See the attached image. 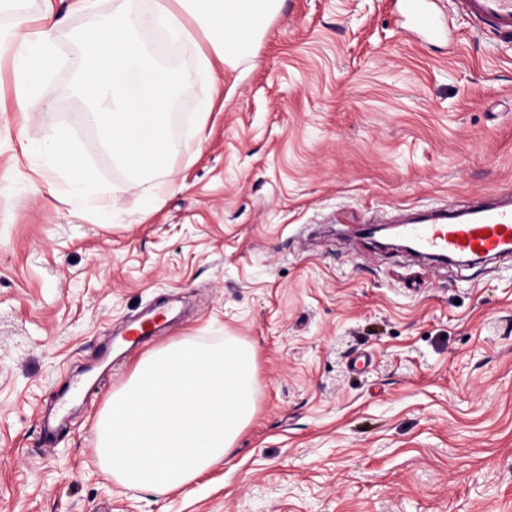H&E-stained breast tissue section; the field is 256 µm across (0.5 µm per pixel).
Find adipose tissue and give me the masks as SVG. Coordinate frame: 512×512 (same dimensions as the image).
Returning a JSON list of instances; mask_svg holds the SVG:
<instances>
[{"label":"adipose tissue","mask_w":512,"mask_h":512,"mask_svg":"<svg viewBox=\"0 0 512 512\" xmlns=\"http://www.w3.org/2000/svg\"><path fill=\"white\" fill-rule=\"evenodd\" d=\"M276 0H152L157 19L169 26L171 39L189 37L183 17L195 20L213 48L214 55L202 58L200 67L207 77H214L215 63L230 64L233 54L225 42L232 29L252 27L259 4H275ZM58 22L51 0H46L36 29H17L10 37L8 56L15 79V110L21 116L40 111L45 106L42 84L57 65L54 44Z\"/></svg>","instance_id":"ef3b65f1"}]
</instances>
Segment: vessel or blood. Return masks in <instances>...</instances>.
<instances>
[{
    "instance_id": "b4317fda",
    "label": "vessel or blood",
    "mask_w": 512,
    "mask_h": 512,
    "mask_svg": "<svg viewBox=\"0 0 512 512\" xmlns=\"http://www.w3.org/2000/svg\"><path fill=\"white\" fill-rule=\"evenodd\" d=\"M477 31L512 35V0H450ZM430 0H398V22L408 33L439 37L444 25ZM397 234L418 254L432 258L477 254L512 257V196L498 191L480 194L467 203L448 200L428 211L405 210L394 219Z\"/></svg>"
}]
</instances>
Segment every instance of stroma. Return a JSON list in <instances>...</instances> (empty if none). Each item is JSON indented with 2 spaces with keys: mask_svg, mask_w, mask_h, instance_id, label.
Listing matches in <instances>:
<instances>
[{
  "mask_svg": "<svg viewBox=\"0 0 512 512\" xmlns=\"http://www.w3.org/2000/svg\"><path fill=\"white\" fill-rule=\"evenodd\" d=\"M54 0L57 69L42 111L13 112L0 59V512H512V268L380 249L371 216L512 189V41L453 17V39L402 31L393 0H281L237 68L196 75L203 130L157 176L127 177L83 126L110 217L45 182L42 144L85 103ZM176 314L101 366L158 304ZM191 337L256 350L254 417L223 465L183 490L106 478L94 426L148 353ZM64 413L52 438L42 418Z\"/></svg>",
  "mask_w": 512,
  "mask_h": 512,
  "instance_id": "stroma-1",
  "label": "stroma"
}]
</instances>
